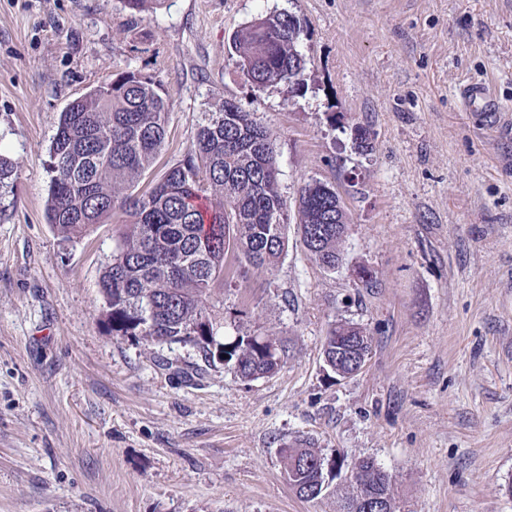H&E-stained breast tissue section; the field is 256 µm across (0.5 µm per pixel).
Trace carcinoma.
Returning <instances> with one entry per match:
<instances>
[{
    "label": "carcinoma",
    "instance_id": "1",
    "mask_svg": "<svg viewBox=\"0 0 512 512\" xmlns=\"http://www.w3.org/2000/svg\"><path fill=\"white\" fill-rule=\"evenodd\" d=\"M298 17L269 13L232 38L244 76L261 87L303 80L307 59ZM71 101L52 140L46 204L48 224L71 240L119 212L125 230L103 272L106 321L114 336L147 343L194 342L202 359L227 355L237 375L251 382L274 375L285 351L271 354L262 337L238 335L226 342L207 312L212 284L228 251L256 269H273L288 251V213L279 189L274 140L252 112L224 101L199 127L185 158L148 190L139 183L151 170L166 137L163 84L122 73ZM298 228L310 255L327 270L342 261L347 224L336 190L311 181L300 190ZM371 338L353 324L333 326L323 344L331 367L357 373L363 365L336 357V347ZM288 485L303 499L321 496L318 465L336 467L300 440L280 451Z\"/></svg>",
    "mask_w": 512,
    "mask_h": 512
}]
</instances>
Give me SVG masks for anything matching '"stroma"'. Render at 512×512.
<instances>
[{
    "label": "stroma",
    "mask_w": 512,
    "mask_h": 512,
    "mask_svg": "<svg viewBox=\"0 0 512 512\" xmlns=\"http://www.w3.org/2000/svg\"><path fill=\"white\" fill-rule=\"evenodd\" d=\"M275 11L304 26L296 86L252 84L229 51ZM127 71L164 84L151 180L227 100L275 141L288 252L270 271L226 258L208 299L219 336L284 345L272 377L112 335L99 280L121 219L70 242L46 221L61 112ZM469 81L512 114V0H0V512H337L347 476L312 501L289 487L298 440L374 459L397 512H512V136L464 111ZM312 180L347 214L333 271L296 228ZM344 322L372 350L337 381L323 343Z\"/></svg>",
    "instance_id": "obj_1"
}]
</instances>
